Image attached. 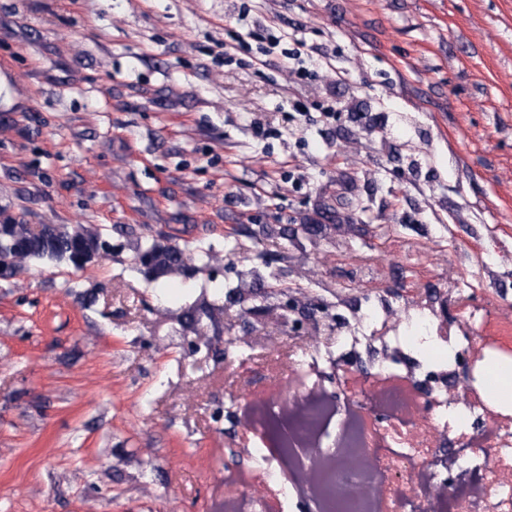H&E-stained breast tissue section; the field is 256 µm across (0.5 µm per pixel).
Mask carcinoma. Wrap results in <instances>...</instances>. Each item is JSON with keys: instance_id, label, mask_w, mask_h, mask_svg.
<instances>
[{"instance_id": "cac0c4a2", "label": "carcinoma", "mask_w": 512, "mask_h": 512, "mask_svg": "<svg viewBox=\"0 0 512 512\" xmlns=\"http://www.w3.org/2000/svg\"><path fill=\"white\" fill-rule=\"evenodd\" d=\"M110 254V241L81 224H43L34 229L8 214L0 219V257L11 260L20 270L31 261H48L79 271ZM152 259L156 266V274L148 277L152 282L191 271L180 247L154 253Z\"/></svg>"}]
</instances>
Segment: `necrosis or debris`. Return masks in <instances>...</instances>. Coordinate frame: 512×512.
Returning a JSON list of instances; mask_svg holds the SVG:
<instances>
[{
    "instance_id": "obj_1",
    "label": "necrosis or debris",
    "mask_w": 512,
    "mask_h": 512,
    "mask_svg": "<svg viewBox=\"0 0 512 512\" xmlns=\"http://www.w3.org/2000/svg\"><path fill=\"white\" fill-rule=\"evenodd\" d=\"M471 342L438 335L425 314L410 316L392 341L395 358L377 360L389 380L367 403L333 398L297 370V393L260 405V416L280 422V440L276 453L250 450L252 470L276 487L283 506L305 497L312 512H485L492 496L498 512H512V422L488 414L497 402L490 380H482L478 399L444 385L430 389L432 426L444 434L437 450L421 436L420 395L405 381L411 363L447 372ZM348 483L356 496L342 494Z\"/></svg>"
}]
</instances>
